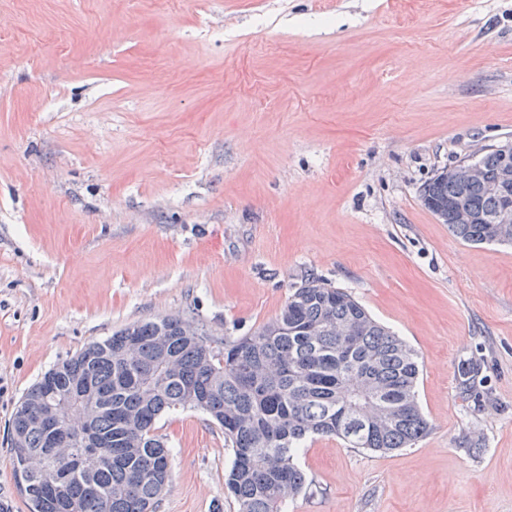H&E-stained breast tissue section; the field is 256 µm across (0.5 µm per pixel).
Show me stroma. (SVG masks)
<instances>
[{"label":"stroma","mask_w":512,"mask_h":512,"mask_svg":"<svg viewBox=\"0 0 512 512\" xmlns=\"http://www.w3.org/2000/svg\"><path fill=\"white\" fill-rule=\"evenodd\" d=\"M0 16V512H28L8 423L60 359L171 315L247 336L312 276L417 353L430 430L387 454L306 440L285 512H512V245L461 242L420 198L512 140V0H0ZM157 433L156 512H236L223 431L186 410Z\"/></svg>","instance_id":"stroma-1"}]
</instances>
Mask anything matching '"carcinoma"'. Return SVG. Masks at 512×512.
I'll list each match as a JSON object with an SVG mask.
<instances>
[{
	"instance_id": "1",
	"label": "carcinoma",
	"mask_w": 512,
	"mask_h": 512,
	"mask_svg": "<svg viewBox=\"0 0 512 512\" xmlns=\"http://www.w3.org/2000/svg\"><path fill=\"white\" fill-rule=\"evenodd\" d=\"M475 163L491 176L500 171L495 150ZM458 197L474 219L448 225L453 236L467 244L512 243V223H495L502 200L483 182H456L439 171L421 191L437 217ZM132 340L134 354L127 351ZM48 374L10 420L21 430L12 454L29 512H69L72 504L79 512H154L170 479L156 423L170 412L201 410L224 429L233 453L225 485L236 512H283L306 487L295 457L311 437L389 452L429 430L416 397L414 352L349 293L314 277L249 336L217 339L180 316L136 322L90 341ZM87 385L96 403L66 413L65 431L76 437L91 419L108 443L97 466L69 439L48 447V434L32 423L48 409L47 392L78 400Z\"/></svg>"
}]
</instances>
